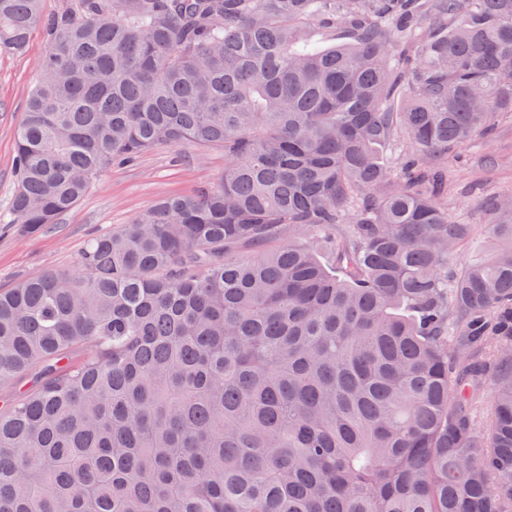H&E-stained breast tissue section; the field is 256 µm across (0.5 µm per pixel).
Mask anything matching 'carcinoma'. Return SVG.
Wrapping results in <instances>:
<instances>
[{"instance_id": "carcinoma-1", "label": "carcinoma", "mask_w": 512, "mask_h": 512, "mask_svg": "<svg viewBox=\"0 0 512 512\" xmlns=\"http://www.w3.org/2000/svg\"><path fill=\"white\" fill-rule=\"evenodd\" d=\"M43 2L0 0V54L46 35L12 223L224 172L0 291V512H512V198L455 271L448 168L387 158L512 115V0Z\"/></svg>"}]
</instances>
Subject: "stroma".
<instances>
[{"mask_svg":"<svg viewBox=\"0 0 512 512\" xmlns=\"http://www.w3.org/2000/svg\"><path fill=\"white\" fill-rule=\"evenodd\" d=\"M42 28H34L21 55H0V214L7 212L16 185V130L25 117L37 63L45 52ZM224 170V150L186 144L159 147L131 166L115 165L99 176L90 191L59 223L36 233L18 224H0V288L45 270H70L90 239L128 223L155 200L190 195ZM485 197L512 196V118L499 117L488 137L476 138L448 157V213L472 227L468 242L452 264L461 269L483 254L488 212L472 192Z\"/></svg>","mask_w":512,"mask_h":512,"instance_id":"1","label":"stroma"}]
</instances>
